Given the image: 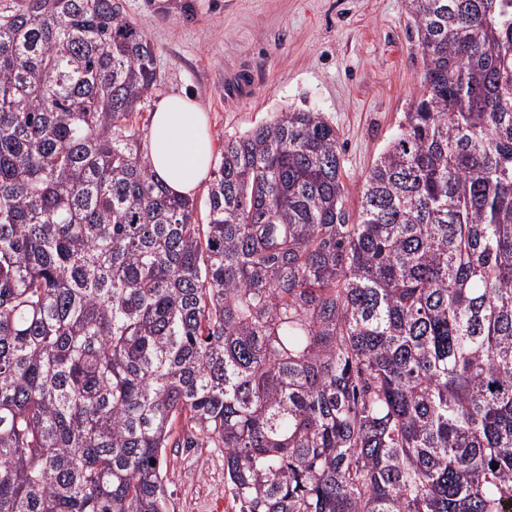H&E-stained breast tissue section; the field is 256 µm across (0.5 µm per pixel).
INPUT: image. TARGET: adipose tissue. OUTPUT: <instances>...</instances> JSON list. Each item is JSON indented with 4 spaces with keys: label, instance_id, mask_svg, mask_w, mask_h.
<instances>
[{
    "label": "adipose tissue",
    "instance_id": "ef3b65f1",
    "mask_svg": "<svg viewBox=\"0 0 512 512\" xmlns=\"http://www.w3.org/2000/svg\"><path fill=\"white\" fill-rule=\"evenodd\" d=\"M146 146L153 174L173 193L194 194L208 175L212 153L206 119L188 95L158 101Z\"/></svg>",
    "mask_w": 512,
    "mask_h": 512
}]
</instances>
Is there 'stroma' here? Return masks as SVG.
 <instances>
[{"instance_id":"stroma-1","label":"stroma","mask_w":512,"mask_h":512,"mask_svg":"<svg viewBox=\"0 0 512 512\" xmlns=\"http://www.w3.org/2000/svg\"><path fill=\"white\" fill-rule=\"evenodd\" d=\"M156 50L159 80L142 106L148 135L159 99L194 96L213 155L288 109L336 127L344 183L363 181L421 88L422 64L404 0H121ZM168 512H237L224 451L202 443L164 454Z\"/></svg>"}]
</instances>
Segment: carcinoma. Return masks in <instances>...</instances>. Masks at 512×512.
Segmentation results:
<instances>
[{
	"label": "carcinoma",
	"instance_id": "obj_1",
	"mask_svg": "<svg viewBox=\"0 0 512 512\" xmlns=\"http://www.w3.org/2000/svg\"><path fill=\"white\" fill-rule=\"evenodd\" d=\"M421 89L347 205L322 113L150 170L121 0L0 15V512H167L176 425L239 512H512V0H404Z\"/></svg>",
	"mask_w": 512,
	"mask_h": 512
}]
</instances>
